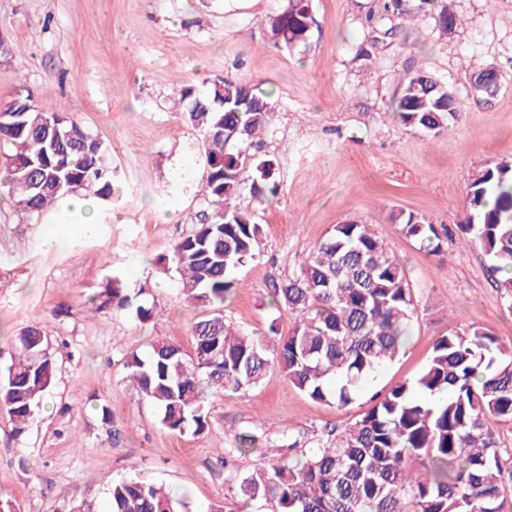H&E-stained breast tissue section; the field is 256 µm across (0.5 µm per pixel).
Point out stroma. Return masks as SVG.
Listing matches in <instances>:
<instances>
[{
	"label": "stroma",
	"mask_w": 512,
	"mask_h": 512,
	"mask_svg": "<svg viewBox=\"0 0 512 512\" xmlns=\"http://www.w3.org/2000/svg\"><path fill=\"white\" fill-rule=\"evenodd\" d=\"M283 0H0V108L30 96L105 141L127 195L98 214L100 233L16 209L0 189V366L18 333L41 324L57 373L34 416L16 425L0 413V500L14 512H106L114 481L165 485L185 512H238L243 474L316 448L344 430L371 397L415 379L433 341L469 325L512 344V311L485 271V256L459 226L467 188L488 166L512 162V0H451L459 20L448 34L408 0L405 15L385 0H313L306 46L270 42L265 22ZM502 75L500 91L474 95L478 67ZM416 68L439 78L463 110L440 135L411 130L389 105L398 80ZM243 77L272 94L274 116L259 157L278 164L279 191L240 207L264 232L259 257L241 268L224 316L241 330L266 332L274 285L335 225H370L404 265L416 314L402 354L366 381L345 409L310 400L271 369L247 392L211 393L202 433L163 429L125 367L130 352L171 340L191 351L199 310L184 301L169 260L212 208L201 182H186L173 159L202 168L200 133L185 121L180 90L206 91ZM414 213L448 227L446 259L406 238L393 216ZM60 239L48 250L47 231ZM132 275L155 310L89 301L107 277ZM112 412L104 423L102 408ZM248 453L225 465L239 433Z\"/></svg>",
	"instance_id": "obj_1"
}]
</instances>
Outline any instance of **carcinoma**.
I'll return each mask as SVG.
<instances>
[{
  "instance_id": "carcinoma-1",
  "label": "carcinoma",
  "mask_w": 512,
  "mask_h": 512,
  "mask_svg": "<svg viewBox=\"0 0 512 512\" xmlns=\"http://www.w3.org/2000/svg\"><path fill=\"white\" fill-rule=\"evenodd\" d=\"M443 33L457 26L449 0H421ZM312 0H287L269 18L274 44H307ZM186 119L203 135L202 191L213 215L172 249L180 294L205 312L193 323L194 355L157 340L147 355L132 352L126 369L140 393L159 411L163 428L197 434L206 428L205 390L226 396L255 387L273 367L315 402L346 408L363 382L396 359L416 313L402 263L370 225L337 224L300 265L299 274L273 289L272 306L292 321L281 334L250 335L224 319L236 273L259 252L262 225L232 204L247 188L259 204L279 191L278 165L243 146L260 140L273 117L271 93L239 79L214 82L203 94L180 91ZM406 128L435 135L461 111L448 87L417 69L399 81L391 104ZM0 146L8 155L5 187L15 207L42 215L80 190L100 206L123 197L110 147L71 117L40 112L20 95L3 108ZM469 215L460 225L481 243L496 288L512 302V165L480 171L467 189ZM402 233L428 253L445 257L447 227L410 212L396 216ZM141 294L135 282L110 277L90 303L124 309ZM56 360L39 324L16 337L15 352L0 373V410L21 426L39 408L53 382ZM512 425V345L483 327L437 337L424 369L373 397L347 429L327 434L318 448L276 462L241 479L239 512L271 499L276 512H508L512 508V457L496 448L493 429ZM162 486L128 478L112 484L108 512H183Z\"/></svg>"
}]
</instances>
